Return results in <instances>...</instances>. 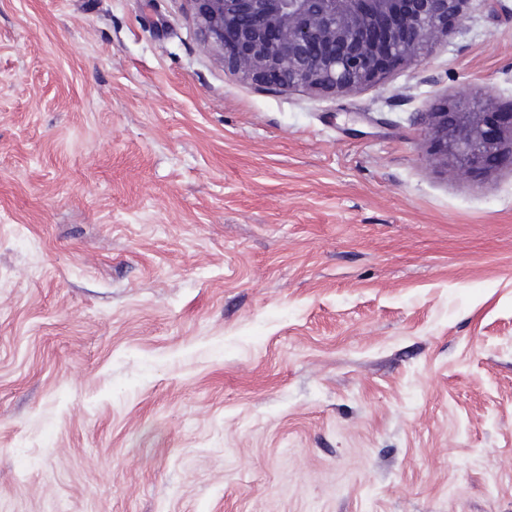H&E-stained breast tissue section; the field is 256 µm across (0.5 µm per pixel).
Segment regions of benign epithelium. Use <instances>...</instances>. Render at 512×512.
<instances>
[{"label": "benign epithelium", "mask_w": 512, "mask_h": 512, "mask_svg": "<svg viewBox=\"0 0 512 512\" xmlns=\"http://www.w3.org/2000/svg\"><path fill=\"white\" fill-rule=\"evenodd\" d=\"M205 40L245 80L344 94L412 66L468 0H189ZM436 164L484 175L512 157V112L462 102L429 113Z\"/></svg>", "instance_id": "benign-epithelium-1"}]
</instances>
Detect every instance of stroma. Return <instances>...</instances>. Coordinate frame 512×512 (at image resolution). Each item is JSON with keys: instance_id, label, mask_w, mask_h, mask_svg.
I'll return each instance as SVG.
<instances>
[{"instance_id": "stroma-1", "label": "stroma", "mask_w": 512, "mask_h": 512, "mask_svg": "<svg viewBox=\"0 0 512 512\" xmlns=\"http://www.w3.org/2000/svg\"><path fill=\"white\" fill-rule=\"evenodd\" d=\"M512 0L345 94L187 0H0V512H512ZM427 136L436 164L469 176L488 174L512 158V112H477L447 101L429 113Z\"/></svg>"}]
</instances>
